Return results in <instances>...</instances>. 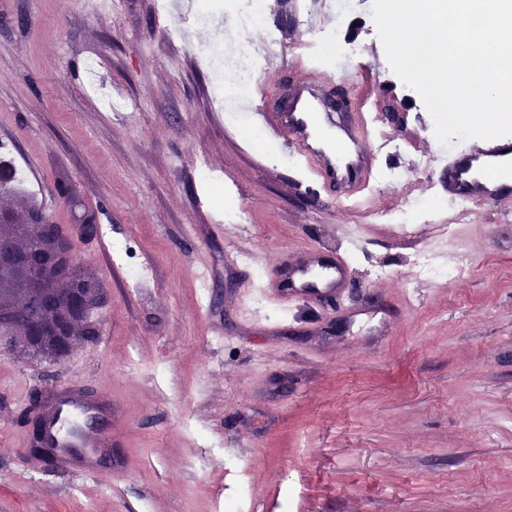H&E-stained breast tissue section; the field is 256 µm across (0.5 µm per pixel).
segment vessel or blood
<instances>
[{"instance_id": "b4317fda", "label": "vessel or blood", "mask_w": 512, "mask_h": 512, "mask_svg": "<svg viewBox=\"0 0 512 512\" xmlns=\"http://www.w3.org/2000/svg\"><path fill=\"white\" fill-rule=\"evenodd\" d=\"M283 53L272 62L273 69L305 67L306 78L290 89L288 103L278 112L247 108L248 120L257 122L272 138L308 166L316 181L336 188L340 200L368 201L377 154L372 146L390 139L385 127L374 125L364 110L337 111L321 87L320 68L305 66L302 58L290 57V41H283ZM512 160V138L478 139L449 149L436 157L434 169L448 201L477 206L488 198L512 202V183L488 177L487 169ZM249 264L263 273L258 284L246 285L237 298V315L242 328L255 333L270 326L257 309L267 303L291 308L298 298L326 290L343 291L348 284L349 267L343 256L312 251L298 260L287 273L270 270L267 257L258 250L247 253ZM81 408L74 404L60 407L50 433L61 448H108L112 438L104 432L80 433L77 429Z\"/></svg>"}]
</instances>
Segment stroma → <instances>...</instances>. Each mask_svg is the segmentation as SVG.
<instances>
[{
  "instance_id": "1",
  "label": "stroma",
  "mask_w": 512,
  "mask_h": 512,
  "mask_svg": "<svg viewBox=\"0 0 512 512\" xmlns=\"http://www.w3.org/2000/svg\"><path fill=\"white\" fill-rule=\"evenodd\" d=\"M211 6L216 20L180 42L155 0H0V170L59 224L72 221L66 174L118 247L74 242L107 294L94 339L57 362L0 345V512H512V221L486 201L454 221L471 275L408 280L434 225L373 215L442 192L412 172L441 149L424 105L396 86L348 88L323 63L369 117L405 112L388 162L411 175L375 178L369 207L321 203L297 189L300 161L260 150L225 112L192 52L229 27L224 0ZM223 197L247 215L233 238L209 224ZM325 246L348 262L346 292L264 308L266 334L237 324L255 272L234 249L275 263ZM69 384L119 406L102 473L28 452L22 413Z\"/></svg>"
}]
</instances>
